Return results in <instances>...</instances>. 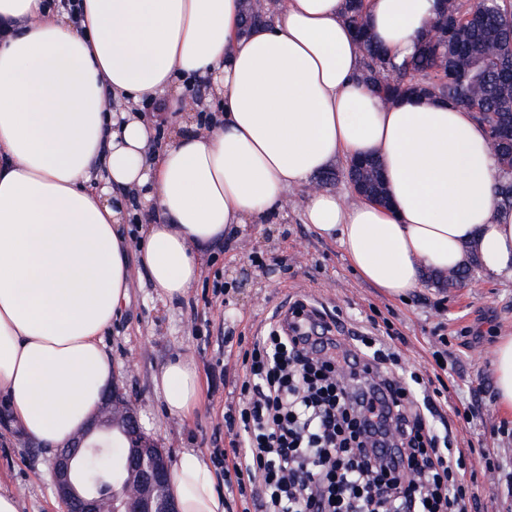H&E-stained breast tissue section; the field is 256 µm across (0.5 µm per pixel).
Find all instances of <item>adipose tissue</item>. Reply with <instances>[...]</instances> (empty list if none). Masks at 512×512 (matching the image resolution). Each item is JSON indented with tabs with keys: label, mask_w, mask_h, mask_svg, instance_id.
<instances>
[{
	"label": "adipose tissue",
	"mask_w": 512,
	"mask_h": 512,
	"mask_svg": "<svg viewBox=\"0 0 512 512\" xmlns=\"http://www.w3.org/2000/svg\"><path fill=\"white\" fill-rule=\"evenodd\" d=\"M43 0H0V398L49 450L87 429L115 374L105 332L129 302L133 268L159 300L184 297L202 259L245 224L276 220L306 188L302 216L388 296L424 271L477 262L512 280V208L495 197L497 159L466 106L383 104L360 79L345 0H278L271 24L243 29V0H83L75 27ZM437 0H366L374 42L410 56ZM205 86L214 127L199 130L187 85ZM117 110L107 111V99ZM165 109L155 146L136 106ZM372 154L390 204L312 191L341 160ZM142 212L141 243L124 233ZM498 406L512 411V336L493 359ZM169 415L200 405L196 364L153 377ZM216 474L184 450L171 486L179 512H225Z\"/></svg>",
	"instance_id": "1"
}]
</instances>
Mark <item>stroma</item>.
<instances>
[{
	"mask_svg": "<svg viewBox=\"0 0 512 512\" xmlns=\"http://www.w3.org/2000/svg\"><path fill=\"white\" fill-rule=\"evenodd\" d=\"M301 193L284 205L279 223L250 224L204 261L201 279L187 298L159 302L144 274L135 275L130 300L106 332L117 382L134 404L142 430L178 457L187 448L205 455L229 445L224 412L238 402L241 364L230 352L249 348L290 296L316 300L335 317L337 329L382 336L394 330L406 368L432 374V346L448 339L440 377L450 405L475 402L471 423L454 421L459 437L486 448L492 458H512V412L498 408L492 356L498 337L512 334V281L483 277L476 265L462 287H439L425 275L409 298H393L370 287L353 271L338 242L318 237L301 220ZM265 267H257L254 257ZM226 282L223 296L214 281ZM195 360L204 399L187 419L168 416L156 396L153 377L175 356ZM503 473H462L459 483L476 484L489 512H512ZM0 491L22 493L25 512H66L53 480V459L25 440L9 420L0 421Z\"/></svg>",
	"mask_w": 512,
	"mask_h": 512,
	"instance_id": "stroma-1",
	"label": "stroma"
}]
</instances>
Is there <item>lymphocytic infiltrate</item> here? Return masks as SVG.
<instances>
[{
	"mask_svg": "<svg viewBox=\"0 0 512 512\" xmlns=\"http://www.w3.org/2000/svg\"><path fill=\"white\" fill-rule=\"evenodd\" d=\"M304 301L243 353L218 453L242 512H481L457 481L474 449L452 430L443 389L406 371L393 344L342 348Z\"/></svg>",
	"mask_w": 512,
	"mask_h": 512,
	"instance_id": "1",
	"label": "lymphocytic infiltrate"
}]
</instances>
